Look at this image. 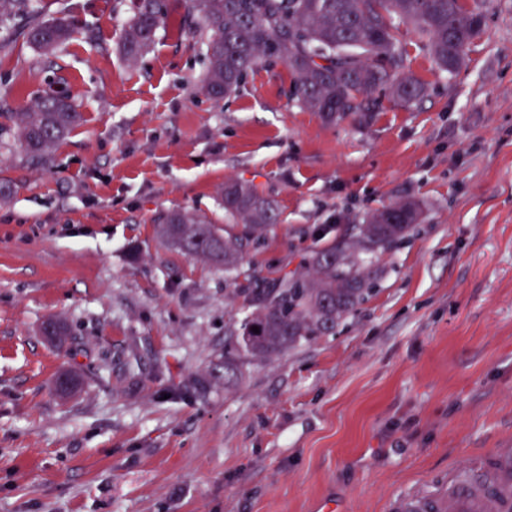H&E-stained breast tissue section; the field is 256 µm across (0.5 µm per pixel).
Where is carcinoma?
Segmentation results:
<instances>
[{
  "mask_svg": "<svg viewBox=\"0 0 512 512\" xmlns=\"http://www.w3.org/2000/svg\"><path fill=\"white\" fill-rule=\"evenodd\" d=\"M35 0H0V25L36 12ZM206 31L203 91L221 99L236 91L259 61H281L295 76L292 99L330 123L350 120L367 125L382 108L375 93L409 105L423 85L402 73L405 51L395 37L396 24L413 25L440 69L457 71L480 33L482 2L465 0H190ZM163 0H136L122 32L125 56L135 60L155 41L162 23ZM70 16L30 24L27 39L45 55L54 54L75 34ZM82 121L62 90L45 92L24 112L12 114L11 136L32 161L48 162L53 150ZM224 233L204 217L185 209L163 212L155 227L166 244L239 272L247 247L277 223L272 200L255 185L229 180L222 189ZM422 212L411 199L364 215L348 238L313 249L303 257L306 274L286 275L266 290L246 276L238 288L258 302L229 331L235 341L224 347V370L235 369L241 353L267 360L296 345L326 336L351 314L374 287L379 269L372 257L394 249ZM258 327L259 332L252 331Z\"/></svg>",
  "mask_w": 512,
  "mask_h": 512,
  "instance_id": "carcinoma-1",
  "label": "carcinoma"
}]
</instances>
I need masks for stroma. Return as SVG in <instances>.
<instances>
[{"label":"stroma","instance_id":"stroma-1","mask_svg":"<svg viewBox=\"0 0 512 512\" xmlns=\"http://www.w3.org/2000/svg\"><path fill=\"white\" fill-rule=\"evenodd\" d=\"M38 7L77 34L46 57L28 17L0 27V124L56 83L83 121L48 164L0 154V512H389L512 439V0H487L452 76L400 25L425 92L363 126L298 106L281 62L208 98L188 0L134 62L133 0ZM230 179L280 211L241 265L269 289L349 217L413 199L423 218L334 334L228 373L254 307L153 219L224 227Z\"/></svg>","mask_w":512,"mask_h":512}]
</instances>
